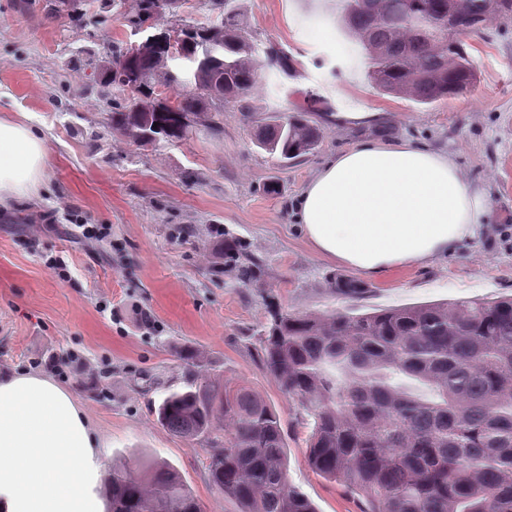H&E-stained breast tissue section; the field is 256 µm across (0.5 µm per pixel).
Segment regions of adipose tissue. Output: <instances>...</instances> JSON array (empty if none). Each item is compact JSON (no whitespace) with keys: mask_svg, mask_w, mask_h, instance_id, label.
<instances>
[{"mask_svg":"<svg viewBox=\"0 0 512 512\" xmlns=\"http://www.w3.org/2000/svg\"><path fill=\"white\" fill-rule=\"evenodd\" d=\"M48 162L31 127L0 119V206L37 197ZM296 212L318 254L368 277L479 239L488 198L448 154L366 140L312 174ZM99 445L74 395L51 375L0 372V512H105Z\"/></svg>","mask_w":512,"mask_h":512,"instance_id":"adipose-tissue-1","label":"adipose tissue"}]
</instances>
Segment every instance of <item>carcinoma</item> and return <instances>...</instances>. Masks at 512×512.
I'll return each mask as SVG.
<instances>
[{
    "label": "carcinoma",
    "instance_id": "obj_1",
    "mask_svg": "<svg viewBox=\"0 0 512 512\" xmlns=\"http://www.w3.org/2000/svg\"><path fill=\"white\" fill-rule=\"evenodd\" d=\"M506 0H338L341 29L361 49L366 79L379 92L420 105L458 96L476 82L464 42L452 43L436 21L453 10L478 32L491 20L509 22ZM223 16L214 46L217 67L181 87L177 112H156L153 102L132 114L112 113L113 128L145 130L179 142L192 133L178 113L209 114L221 129L216 104L246 99L259 70L290 71L288 57L269 48L263 61L238 0H209ZM156 0H138L131 24L140 30L157 14ZM204 27L179 24L191 51ZM112 53V86L126 91L122 59ZM156 54L137 60L151 78ZM321 134L301 115L274 113L255 134L257 147L291 160L313 152ZM224 263L246 281L260 264L239 242L224 241ZM350 296L362 285L349 277L330 282ZM263 367L280 390L313 418L305 450L323 478L362 496L361 512H512V296L459 299L380 312H276L262 334ZM187 387L162 396L155 414L167 431L207 446L213 489L236 512H317L288 480L287 442L279 417L250 388L210 372L196 353ZM110 512H201L180 473L161 459L112 471Z\"/></svg>",
    "mask_w": 512,
    "mask_h": 512
}]
</instances>
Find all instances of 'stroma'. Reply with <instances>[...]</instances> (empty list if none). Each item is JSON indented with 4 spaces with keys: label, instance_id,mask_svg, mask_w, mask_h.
Listing matches in <instances>:
<instances>
[{
    "label": "stroma",
    "instance_id": "obj_1",
    "mask_svg": "<svg viewBox=\"0 0 512 512\" xmlns=\"http://www.w3.org/2000/svg\"><path fill=\"white\" fill-rule=\"evenodd\" d=\"M0 0V116L28 123L50 152L38 197L0 208V370L46 371L77 398L101 436L100 457L161 458L176 467L202 512H236L208 479L202 442L163 429L154 408L185 387L181 350L258 392L279 417L290 483L319 512H360L357 497L309 466L313 421L260 362L273 310L361 314L380 309L512 295V22L468 36L478 72L470 91L428 105L382 94L358 46L322 0H241L259 45L288 54L291 73L262 70L248 111L224 107V130L139 146L112 129L113 46L140 42L135 0H96L82 27L49 0ZM308 113L319 147L286 161L255 144L272 112ZM340 112L373 122L337 124ZM412 141L455 157L483 188L482 236L425 265L364 279V293L330 289L346 267L317 255L293 218L294 202L332 154L366 139ZM276 184L267 192V184ZM101 224L103 240L73 237L69 223ZM245 245L262 270L246 282L224 264V240ZM63 256L66 277L49 269Z\"/></svg>",
    "mask_w": 512,
    "mask_h": 512
}]
</instances>
